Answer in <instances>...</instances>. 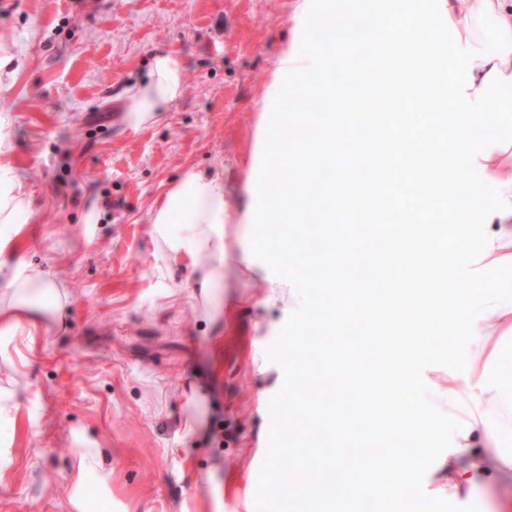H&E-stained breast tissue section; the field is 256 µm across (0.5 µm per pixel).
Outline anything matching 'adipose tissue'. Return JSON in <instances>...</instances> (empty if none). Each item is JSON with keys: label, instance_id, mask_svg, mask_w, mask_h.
I'll use <instances>...</instances> for the list:
<instances>
[{"label": "adipose tissue", "instance_id": "ef3b65f1", "mask_svg": "<svg viewBox=\"0 0 512 512\" xmlns=\"http://www.w3.org/2000/svg\"><path fill=\"white\" fill-rule=\"evenodd\" d=\"M433 10L416 16L413 0H396L395 7L406 19L415 20L420 32L392 40L384 39L374 52L381 60L383 83L406 91L427 109V119L416 133L415 175L429 192L414 206L403 210L400 221L420 223L426 207L449 213L452 222L450 243H433L414 253L417 268L425 275L439 271L447 262L468 265L474 249H481L489 262L466 288L454 291L453 306L460 310L478 307L477 321L458 320L456 327L467 335L473 353L449 380L445 394L458 411L453 429L422 414L403 419L389 415L385 428L411 437L421 459L434 458L436 494L457 495L470 488L475 478L497 474L512 467V455L502 445L512 437V379L496 369L503 356L502 345L512 333V287L501 277L504 267H512V169L495 174L493 192L483 190L482 176L489 166L477 145L467 116L474 115L484 125L491 147L512 151V0H434ZM389 16L384 0H348L343 13L325 14L324 24L344 22L348 33L339 37L335 51L348 48L365 29L384 28ZM461 47L466 57L455 69H447L449 49ZM408 57L422 59V66L401 67ZM302 93L325 90L320 49L291 54L284 61ZM182 90V72L168 54H156L147 81L137 86L131 105L132 117L141 122L157 112L168 111ZM8 147L0 141V281L13 292L12 303L0 309V340H23L35 349L42 334L45 309L43 297L60 308L59 285L42 270L15 253V239L30 200L25 185L16 178L7 162ZM452 162L458 171L473 178L466 192L455 187L436 170ZM277 159H270L264 184L253 186L266 205L254 211L249 222L227 221L229 202L220 176L195 169L184 172L153 212L152 234L163 243L166 264H191L197 273L195 286L202 296H211L218 273L228 258L229 243H236L239 267L245 272L260 270L262 262L254 240L267 225L278 223L288 211L291 196L306 192L309 172L298 169L291 194L280 193ZM500 223L498 233L474 241L469 226L476 219ZM429 280L419 287L400 289L398 303H412L406 335H426L448 308L439 297L430 295ZM469 458L467 469H459L460 458Z\"/></svg>", "mask_w": 512, "mask_h": 512}]
</instances>
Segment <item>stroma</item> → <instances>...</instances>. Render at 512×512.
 Segmentation results:
<instances>
[{
  "label": "stroma",
  "instance_id": "obj_1",
  "mask_svg": "<svg viewBox=\"0 0 512 512\" xmlns=\"http://www.w3.org/2000/svg\"><path fill=\"white\" fill-rule=\"evenodd\" d=\"M298 0H0V134L30 195L22 256L63 283L64 321L38 354H0L11 463L0 512H68L70 433L101 448L85 478L112 512H257L269 403L285 371L268 353L295 304L227 260L214 300L168 273L150 216L186 169L222 176L230 221L259 206L267 128L310 125L281 61L299 50ZM183 73L170 111L133 125L155 54ZM302 100L299 112L285 101ZM96 223H86L88 212ZM428 468L408 495L431 512H492L512 472L439 497Z\"/></svg>",
  "mask_w": 512,
  "mask_h": 512
}]
</instances>
